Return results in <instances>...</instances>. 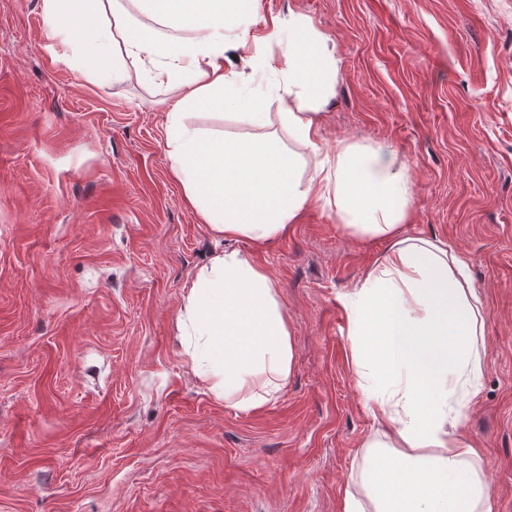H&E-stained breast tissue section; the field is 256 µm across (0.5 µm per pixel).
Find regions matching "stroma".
I'll return each instance as SVG.
<instances>
[{
  "label": "stroma",
  "instance_id": "1",
  "mask_svg": "<svg viewBox=\"0 0 512 512\" xmlns=\"http://www.w3.org/2000/svg\"><path fill=\"white\" fill-rule=\"evenodd\" d=\"M310 20L339 60L320 146L408 168L409 236L463 253L485 299L461 430L512 512V0H257L238 29ZM40 0H0V512H340L378 424L352 376L351 291L385 250L312 202L269 243L214 236L169 167L170 92L75 83ZM287 39L234 62L280 110ZM238 250L279 285L295 371L263 408L183 366L185 288Z\"/></svg>",
  "mask_w": 512,
  "mask_h": 512
}]
</instances>
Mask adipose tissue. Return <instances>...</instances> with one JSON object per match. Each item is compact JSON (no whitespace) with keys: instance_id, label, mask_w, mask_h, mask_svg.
I'll return each instance as SVG.
<instances>
[{"instance_id":"obj_1","label":"adipose tissue","mask_w":512,"mask_h":512,"mask_svg":"<svg viewBox=\"0 0 512 512\" xmlns=\"http://www.w3.org/2000/svg\"><path fill=\"white\" fill-rule=\"evenodd\" d=\"M255 0H41L54 36L72 51L76 79L120 80L128 62L149 82L175 86L165 126L170 168L211 233L269 242L304 206H332L343 228L386 249L341 302L352 365L378 422L345 489L341 512H494L480 449L460 430L481 392L485 305L467 258L445 241L406 235L407 168L385 147L343 139L321 153L319 109L334 92L339 61L296 15L287 34L270 128L265 98L224 71L228 48L246 46L229 25ZM236 106L239 136L197 126L195 111ZM320 154L310 164L303 150ZM187 369L215 397L252 411L274 399L295 367L293 330L279 285L240 251L214 256L185 290L177 318Z\"/></svg>"}]
</instances>
